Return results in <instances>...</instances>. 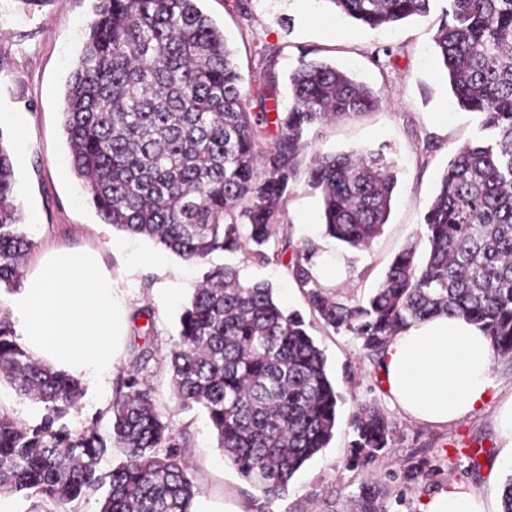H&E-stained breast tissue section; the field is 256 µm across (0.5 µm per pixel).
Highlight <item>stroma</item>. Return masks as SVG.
<instances>
[{
  "label": "stroma",
  "mask_w": 512,
  "mask_h": 512,
  "mask_svg": "<svg viewBox=\"0 0 512 512\" xmlns=\"http://www.w3.org/2000/svg\"><path fill=\"white\" fill-rule=\"evenodd\" d=\"M238 10L225 0L200 6L223 30L235 54L247 94L262 88L266 67L278 76L275 102L290 101L288 74L300 58L347 69L378 95L372 111L319 129L307 157L352 150L381 151L397 175L396 201L382 233L370 248L355 250L323 236L320 193L298 183L279 220L293 243L312 241L323 267H344L340 283L327 290L365 298L382 281L395 255L415 242L441 173L457 150L479 138L475 114L460 110L434 50L447 0H435L429 16L371 29L330 10L325 0H243ZM94 18V0H0V113L15 112L18 122L0 125L12 149L15 194L24 230L34 246L26 272L41 268L53 251H92L112 278L123 310V326L113 377L139 369L152 399L174 434L185 436V460L201 489L198 503L239 512H350L359 486L374 474L385 488L387 512H419L424 493L453 482L470 483L500 506L512 465L503 458L497 428L499 400L443 428L410 421L389 403L378 379L376 360L351 334L313 322L310 334L327 359V373L342 400L335 433L321 453L308 461L280 498L267 499L245 482L217 446L205 410L182 405L174 396L168 354L178 339L181 307L203 274L215 266L238 269L241 282L273 284L281 304L307 311L306 301L287 277L283 264L261 265L242 253L219 251L189 263L154 241L131 236L102 223L74 174L63 130L66 83L82 53ZM275 50L267 60L265 49ZM150 310V318L139 310ZM150 346L153 357L140 364L138 353ZM66 424L79 429L99 422L108 427L114 387L95 397L92 380ZM361 403L378 407L394 426L393 446L369 470L346 464L350 417ZM430 469L411 476L418 461Z\"/></svg>",
  "instance_id": "stroma-1"
}]
</instances>
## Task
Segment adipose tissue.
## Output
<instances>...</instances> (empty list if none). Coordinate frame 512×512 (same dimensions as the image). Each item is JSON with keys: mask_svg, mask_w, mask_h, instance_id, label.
<instances>
[{"mask_svg": "<svg viewBox=\"0 0 512 512\" xmlns=\"http://www.w3.org/2000/svg\"><path fill=\"white\" fill-rule=\"evenodd\" d=\"M491 342L461 317L438 315L403 329L384 349L383 388L394 407L430 426L458 421L498 397ZM420 512H491L473 486L453 482L425 495Z\"/></svg>", "mask_w": 512, "mask_h": 512, "instance_id": "adipose-tissue-1", "label": "adipose tissue"}]
</instances>
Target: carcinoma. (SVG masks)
I'll return each mask as SVG.
<instances>
[{"mask_svg": "<svg viewBox=\"0 0 512 512\" xmlns=\"http://www.w3.org/2000/svg\"><path fill=\"white\" fill-rule=\"evenodd\" d=\"M375 29L423 17L433 0H326ZM458 105L487 137L448 161L424 215L426 260L402 249L365 301L325 292L317 249L277 234L280 209L305 179L321 194L324 234L366 249L388 223L397 176L379 153L318 156L310 135L373 109L376 94L346 70L311 59L289 75L291 103L269 109L264 73L256 106L224 33L199 0H95V19L67 84L64 130L74 173L97 215L197 263L252 245L251 258L280 263L324 326L349 333L380 357L392 336L436 315L479 326L497 358L512 360V0H448L433 37ZM33 245L16 204L12 154L0 133V292L17 290ZM183 405L206 409L218 448L264 496H280L336 428L339 394L326 358L298 311L265 282L244 284L233 267L203 276L180 315L170 354ZM43 406L34 425L0 410V494L44 512H74L106 489L99 512H193L200 489L176 437L135 373L119 378L110 430H73L65 417L85 394L71 374L36 360L0 317V382ZM347 464L365 469L391 448L394 427L375 406L350 419ZM112 468L100 464L114 451ZM384 489L361 484L356 512H385Z\"/></svg>", "mask_w": 512, "mask_h": 512, "instance_id": "cac0c4a2", "label": "carcinoma"}]
</instances>
